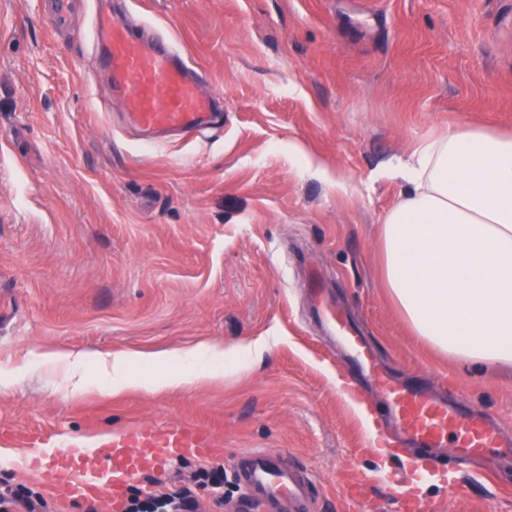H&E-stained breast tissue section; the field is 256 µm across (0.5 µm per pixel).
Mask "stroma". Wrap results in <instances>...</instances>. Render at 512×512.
<instances>
[{"label": "stroma", "instance_id": "1", "mask_svg": "<svg viewBox=\"0 0 512 512\" xmlns=\"http://www.w3.org/2000/svg\"><path fill=\"white\" fill-rule=\"evenodd\" d=\"M113 18L171 41L223 114L193 135L149 133L90 65L76 0H0V493L39 494L35 434L91 436L190 421L222 448L135 480L181 476L199 512H236L235 458L288 456L316 512H398L425 452L373 444L384 413L310 294L326 297L387 375L488 414L512 436V368L439 358L412 336L378 269L376 234L404 189L395 171L450 128L512 133V0H110ZM218 344L223 374L150 391L105 389L98 360L134 356L146 382L167 351ZM84 356V377L71 362ZM224 470V502L194 483ZM426 512H512V451L430 477Z\"/></svg>", "mask_w": 512, "mask_h": 512}]
</instances>
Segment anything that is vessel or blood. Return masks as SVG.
<instances>
[{"instance_id": "b4317fda", "label": "vessel or blood", "mask_w": 512, "mask_h": 512, "mask_svg": "<svg viewBox=\"0 0 512 512\" xmlns=\"http://www.w3.org/2000/svg\"><path fill=\"white\" fill-rule=\"evenodd\" d=\"M91 36L101 45L100 62L112 86L124 99L135 122L145 130L197 133L216 118L215 100L201 97L203 75L190 71L177 49L164 40L146 42L115 24L105 0H92ZM322 313L337 330L352 359L367 368L368 353L358 336L338 320L334 309ZM376 386L390 406L395 430L405 445L430 448L429 469L447 465V445L458 448L459 459L472 460L500 439L488 419L470 410L429 398L415 387H401L383 378ZM39 481L55 499L110 501L122 512L131 481L173 458H205L219 442L206 428L185 422H135L98 434L95 440L72 437L33 440ZM238 480L243 490L240 512H311L308 478L279 453L250 451L239 458Z\"/></svg>"}]
</instances>
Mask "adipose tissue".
Instances as JSON below:
<instances>
[{"label": "adipose tissue", "instance_id": "adipose-tissue-1", "mask_svg": "<svg viewBox=\"0 0 512 512\" xmlns=\"http://www.w3.org/2000/svg\"><path fill=\"white\" fill-rule=\"evenodd\" d=\"M406 192L378 233L389 296L415 336L459 362L512 366V136L448 129L420 143L399 171ZM179 372L157 389L193 383L187 365L224 350H173Z\"/></svg>", "mask_w": 512, "mask_h": 512}]
</instances>
